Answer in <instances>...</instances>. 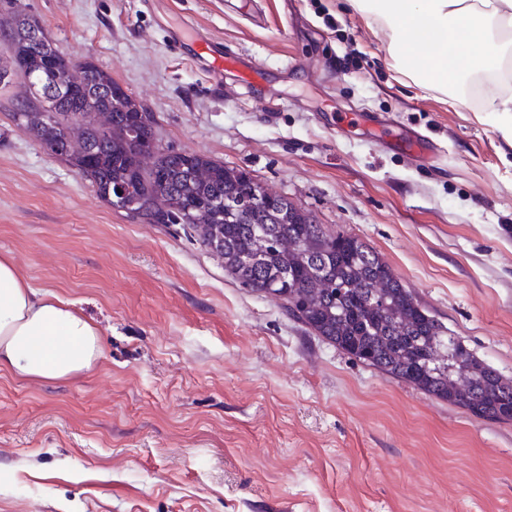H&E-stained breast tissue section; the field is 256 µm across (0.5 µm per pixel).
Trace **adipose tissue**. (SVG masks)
I'll return each mask as SVG.
<instances>
[{"mask_svg": "<svg viewBox=\"0 0 512 512\" xmlns=\"http://www.w3.org/2000/svg\"><path fill=\"white\" fill-rule=\"evenodd\" d=\"M390 33V53L416 61L424 87L479 74L494 86L481 111L512 129V0H349ZM102 354L96 327L74 302L38 293L0 255V369L57 380L91 370Z\"/></svg>", "mask_w": 512, "mask_h": 512, "instance_id": "obj_1", "label": "adipose tissue"}]
</instances>
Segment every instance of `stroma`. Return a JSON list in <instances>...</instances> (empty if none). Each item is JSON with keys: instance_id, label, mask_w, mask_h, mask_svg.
Returning <instances> with one entry per match:
<instances>
[{"instance_id": "obj_1", "label": "stroma", "mask_w": 512, "mask_h": 512, "mask_svg": "<svg viewBox=\"0 0 512 512\" xmlns=\"http://www.w3.org/2000/svg\"><path fill=\"white\" fill-rule=\"evenodd\" d=\"M22 2L153 113L160 147L366 242L512 378V134L401 73L348 0ZM194 33L262 88L240 68L216 87ZM21 91L0 90V255L104 350L66 379L0 369V512H512V423L348 356L181 225L113 211L14 125Z\"/></svg>"}]
</instances>
